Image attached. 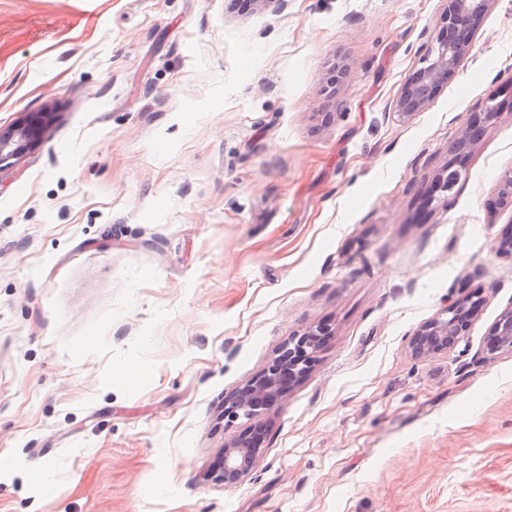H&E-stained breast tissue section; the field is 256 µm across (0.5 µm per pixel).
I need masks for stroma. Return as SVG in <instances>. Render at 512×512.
<instances>
[{
  "label": "stroma",
  "mask_w": 512,
  "mask_h": 512,
  "mask_svg": "<svg viewBox=\"0 0 512 512\" xmlns=\"http://www.w3.org/2000/svg\"><path fill=\"white\" fill-rule=\"evenodd\" d=\"M446 0H0V512H512V0L421 112L395 102ZM346 76L326 90L335 69ZM498 117L452 193L459 129ZM483 299L458 345L413 332ZM330 334L262 422L224 402ZM44 113H33L16 127L0 132V164L35 145L42 134ZM480 300L463 295L424 322L411 336L409 347L415 357H428L452 349L467 323L479 313ZM486 349L488 355L512 350V308L504 310L492 325ZM263 432L260 426L254 427L226 444L222 464L214 472V477L227 486L241 482L257 462Z\"/></svg>",
  "instance_id": "stroma-1"
}]
</instances>
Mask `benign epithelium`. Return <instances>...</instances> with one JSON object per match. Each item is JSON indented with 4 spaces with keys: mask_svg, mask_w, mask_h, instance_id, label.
I'll list each match as a JSON object with an SVG mask.
<instances>
[{
    "mask_svg": "<svg viewBox=\"0 0 512 512\" xmlns=\"http://www.w3.org/2000/svg\"><path fill=\"white\" fill-rule=\"evenodd\" d=\"M493 0H446L439 18V34L431 36L419 66L409 75L395 103L399 118L422 111L453 76L461 58L483 23ZM498 105L490 98L483 112L467 122L455 139L454 157L447 169L461 173L471 150L496 119ZM44 127L43 114L33 113L16 127L0 132V163L36 144ZM496 204L512 209V171L501 177ZM480 300L463 295L424 322L411 336L409 347L416 357H428L453 348L467 323L479 313ZM326 330L309 326L289 337L276 350L268 366L224 402V421L251 420L278 406L288 392L310 372ZM512 350V308L504 310L492 325L487 354ZM263 440L255 427L225 445L221 466L214 477L226 486L236 485L254 468Z\"/></svg>",
    "mask_w": 512,
    "mask_h": 512,
    "instance_id": "benign-epithelium-1",
    "label": "benign epithelium"
}]
</instances>
